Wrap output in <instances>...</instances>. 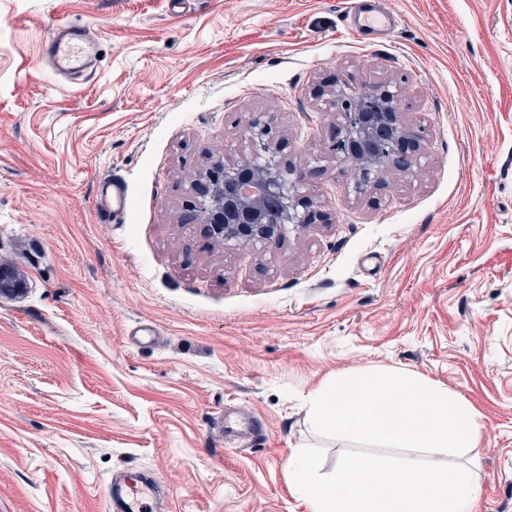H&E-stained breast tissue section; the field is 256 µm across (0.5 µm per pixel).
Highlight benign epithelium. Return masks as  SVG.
Instances as JSON below:
<instances>
[{
	"label": "benign epithelium",
	"instance_id": "7a95c632",
	"mask_svg": "<svg viewBox=\"0 0 512 512\" xmlns=\"http://www.w3.org/2000/svg\"><path fill=\"white\" fill-rule=\"evenodd\" d=\"M316 97L335 116L326 160L356 169V196L371 193L389 173H409L418 164L424 128L403 110L402 83L389 78L372 82L351 73L318 89ZM276 128V113L252 114L238 158L210 160L194 183L192 211L202 216L201 231L226 251L264 249L291 228L329 223L318 211L319 202L306 194L322 166L283 160Z\"/></svg>",
	"mask_w": 512,
	"mask_h": 512
}]
</instances>
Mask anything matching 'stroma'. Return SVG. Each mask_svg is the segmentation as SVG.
Instances as JSON below:
<instances>
[{
  "label": "stroma",
  "instance_id": "35a3bbf8",
  "mask_svg": "<svg viewBox=\"0 0 512 512\" xmlns=\"http://www.w3.org/2000/svg\"><path fill=\"white\" fill-rule=\"evenodd\" d=\"M351 0H0V512H105L140 469L168 512H309L288 465L332 473L350 441L308 418L355 371L420 374L464 400L475 512H512V0H391L390 38L348 28ZM89 27L94 78L41 58L55 24ZM404 82L425 155L355 199L318 178L333 222L225 251L189 221L190 183L274 112L283 155L327 152L317 85ZM127 212L101 214V181ZM153 325L154 342L130 331ZM263 439L225 443V410ZM99 187L98 208L104 214H112L115 221L116 217L124 213L127 208L126 186L122 181L112 179V182H101Z\"/></svg>",
  "mask_w": 512,
  "mask_h": 512
}]
</instances>
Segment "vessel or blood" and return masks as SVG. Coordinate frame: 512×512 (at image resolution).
I'll list each match as a JSON object with an SVG mask.
<instances>
[{"mask_svg":"<svg viewBox=\"0 0 512 512\" xmlns=\"http://www.w3.org/2000/svg\"><path fill=\"white\" fill-rule=\"evenodd\" d=\"M350 15L351 31L366 41L390 35L398 19L387 0H358ZM93 53L86 31L64 22L53 28L43 46L49 67L65 80L91 77ZM98 208L115 217L124 213L127 208L125 184L117 179L101 182ZM157 495V487L138 474H120L107 484L106 506L109 512H152Z\"/></svg>","mask_w":512,"mask_h":512,"instance_id":"1","label":"vessel or blood"}]
</instances>
